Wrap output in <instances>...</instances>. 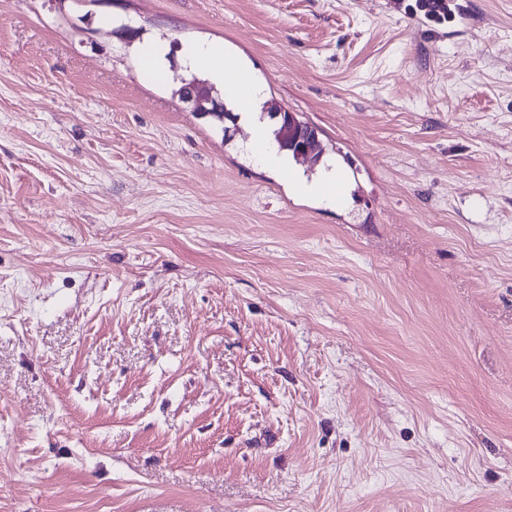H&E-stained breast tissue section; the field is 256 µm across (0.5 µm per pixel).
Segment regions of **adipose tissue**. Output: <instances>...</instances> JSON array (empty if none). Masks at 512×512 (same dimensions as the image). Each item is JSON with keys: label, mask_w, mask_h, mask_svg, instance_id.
Returning a JSON list of instances; mask_svg holds the SVG:
<instances>
[{"label": "adipose tissue", "mask_w": 512, "mask_h": 512, "mask_svg": "<svg viewBox=\"0 0 512 512\" xmlns=\"http://www.w3.org/2000/svg\"><path fill=\"white\" fill-rule=\"evenodd\" d=\"M180 57L184 69L206 70L211 79L223 84L224 99L230 109L250 127V157L268 168H287L288 152L273 148L270 129L258 116L263 88L253 79L248 64L226 53L222 45L199 40L186 43Z\"/></svg>", "instance_id": "1"}]
</instances>
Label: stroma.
Here are the masks:
<instances>
[{
    "instance_id": "35a3bbf8",
    "label": "stroma",
    "mask_w": 512,
    "mask_h": 512,
    "mask_svg": "<svg viewBox=\"0 0 512 512\" xmlns=\"http://www.w3.org/2000/svg\"><path fill=\"white\" fill-rule=\"evenodd\" d=\"M465 2L0 0V512H512V0ZM194 39L341 204L181 99ZM167 49L160 42H144L140 48V62L143 69L152 72H164L166 69Z\"/></svg>"
}]
</instances>
